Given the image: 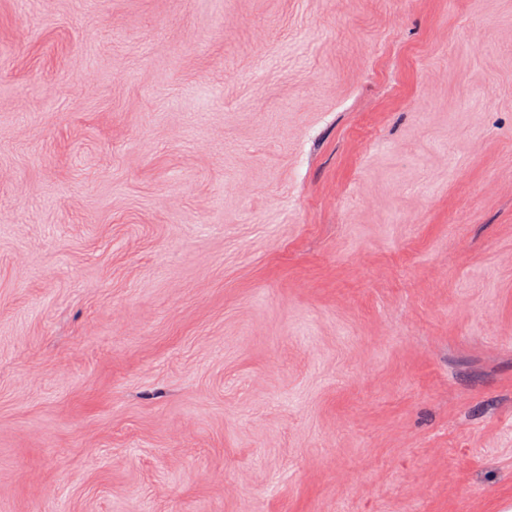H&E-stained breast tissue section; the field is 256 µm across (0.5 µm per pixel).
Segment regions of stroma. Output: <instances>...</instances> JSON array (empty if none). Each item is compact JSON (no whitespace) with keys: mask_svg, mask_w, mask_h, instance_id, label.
Wrapping results in <instances>:
<instances>
[{"mask_svg":"<svg viewBox=\"0 0 512 512\" xmlns=\"http://www.w3.org/2000/svg\"><path fill=\"white\" fill-rule=\"evenodd\" d=\"M0 512H512V0H0Z\"/></svg>","mask_w":512,"mask_h":512,"instance_id":"obj_1","label":"stroma"}]
</instances>
